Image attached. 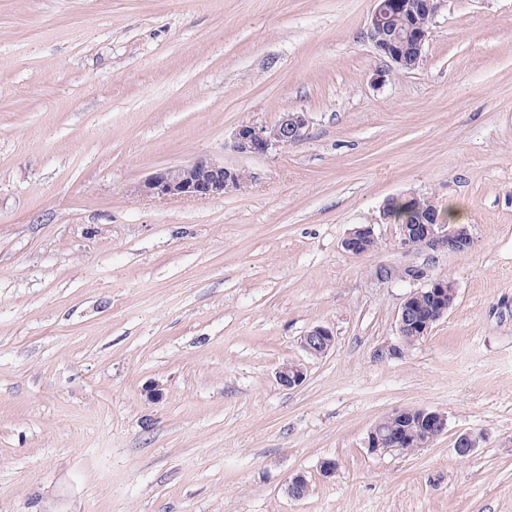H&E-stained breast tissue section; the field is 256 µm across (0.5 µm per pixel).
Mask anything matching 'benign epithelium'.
<instances>
[{"label":"benign epithelium","instance_id":"obj_1","mask_svg":"<svg viewBox=\"0 0 512 512\" xmlns=\"http://www.w3.org/2000/svg\"><path fill=\"white\" fill-rule=\"evenodd\" d=\"M403 8L400 0H373V8L367 24V37L373 49L392 64L395 71L410 70L419 63L429 30L409 25L403 33L389 29L390 19ZM308 127L304 112H285L271 126L265 122L248 121L237 126L225 147L242 155H267L301 141ZM250 177L243 170L227 167L211 159L199 158L185 164L155 170L141 181L135 192L144 197L158 199L190 198L209 199L241 189ZM375 240L372 227L364 225L352 229L342 241V247L350 255L361 256L370 251L368 242ZM473 245L467 228L446 222L433 210L418 224L399 225L397 248L404 254L430 250L465 252ZM428 295L434 306L428 315L417 316L413 312L415 299ZM456 288L451 279H432L427 287L412 292L404 301L397 315L398 335L408 328L420 338L428 336L432 326L444 317L453 306ZM335 345L330 329L317 325L302 338L301 347L311 356L323 357ZM279 384L293 388L306 378L304 368L297 364H285L276 373ZM394 416L417 420L418 431L408 439L374 425L368 433V450L375 454L397 451L408 442L419 450L429 447L447 429V416L429 409L397 411Z\"/></svg>","mask_w":512,"mask_h":512}]
</instances>
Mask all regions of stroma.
I'll list each match as a JSON object with an SVG mask.
<instances>
[{"label":"stroma","instance_id":"35a3bbf8","mask_svg":"<svg viewBox=\"0 0 512 512\" xmlns=\"http://www.w3.org/2000/svg\"><path fill=\"white\" fill-rule=\"evenodd\" d=\"M372 6L0 0V512H512V0H445L399 73ZM287 111L302 141L225 149ZM200 157L253 178L133 194ZM403 194L460 212L472 248L403 254L381 219ZM365 224L376 249L346 254ZM407 266L456 298L381 360ZM417 408L447 417L431 446L370 453ZM301 347L311 356L327 355L335 345V336L330 329L317 325L312 327L302 338Z\"/></svg>","mask_w":512,"mask_h":512}]
</instances>
